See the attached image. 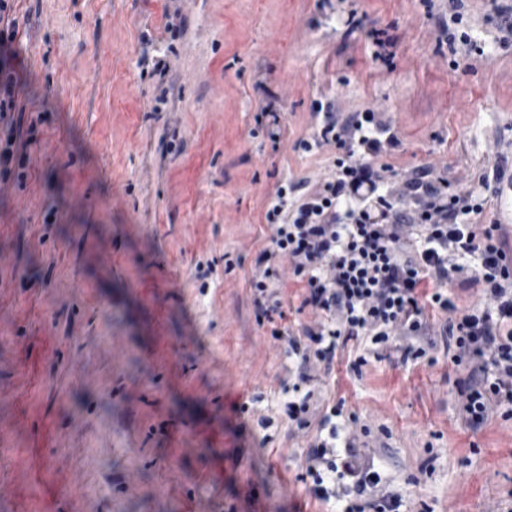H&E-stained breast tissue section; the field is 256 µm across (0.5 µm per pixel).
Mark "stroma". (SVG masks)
Here are the masks:
<instances>
[{
    "label": "stroma",
    "mask_w": 512,
    "mask_h": 512,
    "mask_svg": "<svg viewBox=\"0 0 512 512\" xmlns=\"http://www.w3.org/2000/svg\"><path fill=\"white\" fill-rule=\"evenodd\" d=\"M10 7L16 106L0 126L31 140L21 176L0 181L13 512H325L301 479L314 434L283 419L285 344L249 289L265 212L280 183L330 176L334 147L298 146L329 101L389 113V188L432 165L512 231V190L481 181L496 165L512 177V40L493 0ZM348 360L314 386L345 401L337 450L373 461L401 512H512V413L472 431L443 356Z\"/></svg>",
    "instance_id": "obj_1"
}]
</instances>
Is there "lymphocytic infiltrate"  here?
Here are the masks:
<instances>
[{"label":"lymphocytic infiltrate","instance_id":"lymphocytic-infiltrate-1","mask_svg":"<svg viewBox=\"0 0 512 512\" xmlns=\"http://www.w3.org/2000/svg\"><path fill=\"white\" fill-rule=\"evenodd\" d=\"M315 111L317 131L300 146H334L331 175L314 190L293 180L278 186L265 213L273 234L250 280L258 320L286 340L295 362L289 423L323 428L342 412L337 403L317 415L311 393L301 390L315 367L332 368L337 349L365 341L380 351L401 338L402 360L438 347L467 369L454 382L458 413L481 428L512 405V240L502 225L479 223L483 204L451 191L431 168L414 169L398 192L384 191L389 168L381 158L400 144L385 113H344L330 103ZM282 259L302 285V307L317 316L295 333L284 324ZM454 288L477 289L478 303L459 306ZM423 337L427 346H418ZM304 477L325 504L336 495L333 482L345 481L352 497L345 512H399L400 497L381 490L379 473L356 450L341 454L316 439Z\"/></svg>","mask_w":512,"mask_h":512}]
</instances>
